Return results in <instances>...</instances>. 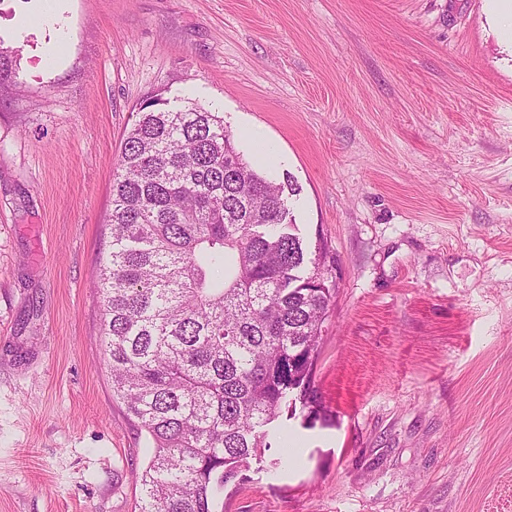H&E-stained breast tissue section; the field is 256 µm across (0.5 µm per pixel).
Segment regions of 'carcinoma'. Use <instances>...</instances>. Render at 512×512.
Listing matches in <instances>:
<instances>
[{"label": "carcinoma", "instance_id": "obj_1", "mask_svg": "<svg viewBox=\"0 0 512 512\" xmlns=\"http://www.w3.org/2000/svg\"><path fill=\"white\" fill-rule=\"evenodd\" d=\"M16 76L0 47V84ZM294 177L258 173L224 116L149 98L112 178L94 277L112 397L149 436L135 512H215L273 423L321 416L314 366L337 257L300 236Z\"/></svg>", "mask_w": 512, "mask_h": 512}]
</instances>
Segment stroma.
Returning a JSON list of instances; mask_svg holds the SVG:
<instances>
[{"label":"stroma","mask_w":512,"mask_h":512,"mask_svg":"<svg viewBox=\"0 0 512 512\" xmlns=\"http://www.w3.org/2000/svg\"><path fill=\"white\" fill-rule=\"evenodd\" d=\"M0 512H134L92 280L143 102L191 98L335 252L325 408L216 512H512V27L493 0H0Z\"/></svg>","instance_id":"stroma-1"}]
</instances>
